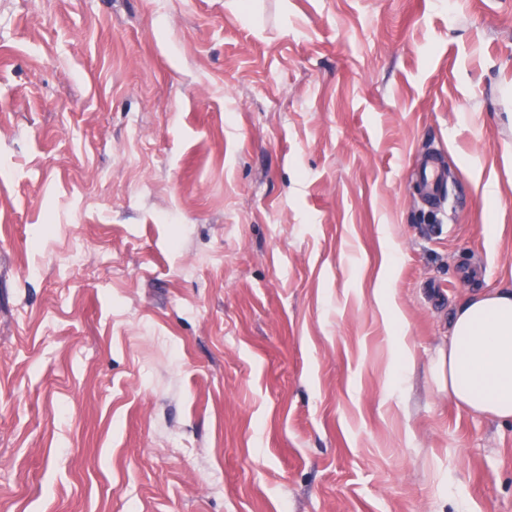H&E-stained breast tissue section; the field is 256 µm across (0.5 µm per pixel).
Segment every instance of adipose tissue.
Masks as SVG:
<instances>
[{
	"instance_id": "adipose-tissue-1",
	"label": "adipose tissue",
	"mask_w": 512,
	"mask_h": 512,
	"mask_svg": "<svg viewBox=\"0 0 512 512\" xmlns=\"http://www.w3.org/2000/svg\"><path fill=\"white\" fill-rule=\"evenodd\" d=\"M448 396L469 412L512 420V289L473 296L448 338Z\"/></svg>"
}]
</instances>
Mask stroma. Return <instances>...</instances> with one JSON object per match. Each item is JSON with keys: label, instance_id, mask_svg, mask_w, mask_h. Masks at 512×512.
<instances>
[{"label": "stroma", "instance_id": "1", "mask_svg": "<svg viewBox=\"0 0 512 512\" xmlns=\"http://www.w3.org/2000/svg\"><path fill=\"white\" fill-rule=\"evenodd\" d=\"M511 286L512 0H0V512H512ZM423 200L432 208L440 209L452 196V181L441 167L437 153H428L422 163L412 171ZM448 396L469 412L512 420V289L473 296L448 337Z\"/></svg>", "mask_w": 512, "mask_h": 512}]
</instances>
